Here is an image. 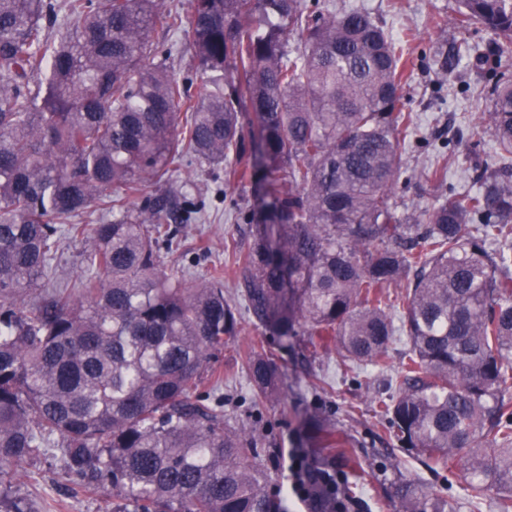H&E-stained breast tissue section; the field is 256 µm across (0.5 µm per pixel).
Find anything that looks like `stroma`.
Returning a JSON list of instances; mask_svg holds the SVG:
<instances>
[{
    "instance_id": "1",
    "label": "stroma",
    "mask_w": 512,
    "mask_h": 512,
    "mask_svg": "<svg viewBox=\"0 0 512 512\" xmlns=\"http://www.w3.org/2000/svg\"><path fill=\"white\" fill-rule=\"evenodd\" d=\"M336 10L369 12L394 36L404 38L412 78L406 88V109L412 112L422 137L405 154V172L396 195L398 213H419L432 205L434 191L422 171L439 158L448 160V182L460 189L473 188L470 172L451 160L449 146L458 139L474 142V160L496 164V147L488 122V90L497 75L512 77V65L496 67L487 62L491 35L473 34L471 50L456 57L452 75L439 66L443 55L452 54L459 35L452 19L457 0H325ZM177 185L204 202V218L182 225L193 251L168 255L173 272L196 284L209 277L214 266H231L232 255L224 248L234 239L241 246L250 242L249 227L237 221L238 212L256 202L252 185H226L220 170H200L180 165L172 174ZM249 348L272 352L283 376L279 399L257 408L252 403V385L235 363L236 351ZM224 382L218 390L225 397L224 416L230 424L256 423L271 434L276 448L268 466L273 478L271 494H278L287 473L288 451L298 447V432L306 412L320 410L341 431L344 442L336 455L342 474L358 477L359 491L349 512H401L393 493L398 480H413L426 490L461 503L460 512H497L495 495L478 507L467 503V482L462 473L438 476L429 472L417 455L401 448L388 424L375 414L379 399L391 389L387 375L362 369L344 371L336 351L309 356L301 339L282 343L264 327L246 320L229 349L220 357ZM0 499L21 501L27 512H112L111 493H90L69 481L58 452L35 464L0 477Z\"/></svg>"
}]
</instances>
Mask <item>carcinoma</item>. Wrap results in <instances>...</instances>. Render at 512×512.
<instances>
[{
    "instance_id": "1",
    "label": "carcinoma",
    "mask_w": 512,
    "mask_h": 512,
    "mask_svg": "<svg viewBox=\"0 0 512 512\" xmlns=\"http://www.w3.org/2000/svg\"><path fill=\"white\" fill-rule=\"evenodd\" d=\"M190 7L187 24L161 0H0V476L55 448L82 488L112 489V512H279L267 433L198 394L206 375L223 382L214 360L245 312L380 371L404 333L378 415L430 470H462L473 503L492 491L512 512V164L474 166L465 191L436 163L434 203L402 219L394 190L418 131L406 41L319 0ZM455 24L490 31L496 64L512 61V0H459ZM156 31L182 34L195 78L168 70ZM490 98L512 158V79ZM184 160L262 190L238 214L251 243L227 245L240 307L222 268L194 287L167 271L162 250L202 204L148 189ZM64 239L88 243L73 292L50 286ZM240 359L255 402L276 398L274 355ZM299 442L334 448L336 431L314 413ZM309 465L316 494L325 474L356 489L332 455ZM396 495L403 512H457L413 481Z\"/></svg>"
}]
</instances>
